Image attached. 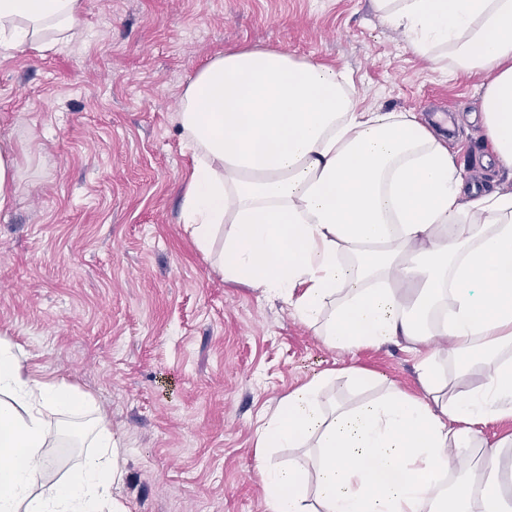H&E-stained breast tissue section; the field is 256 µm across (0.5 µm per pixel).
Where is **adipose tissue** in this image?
<instances>
[{"label": "adipose tissue", "mask_w": 512, "mask_h": 512, "mask_svg": "<svg viewBox=\"0 0 512 512\" xmlns=\"http://www.w3.org/2000/svg\"><path fill=\"white\" fill-rule=\"evenodd\" d=\"M82 0H0V54L80 37ZM415 52L484 75L481 122L512 168V0H374ZM342 72L275 48L221 53L185 88L175 120L193 150L181 217L197 249L224 246L225 281L283 299L352 352L421 348V395L326 406L320 373L256 431L266 512H512V439L482 458L478 427L512 417V193L468 188L447 147L407 112L358 110ZM447 337L457 378L436 351ZM63 381L24 373L0 343V512H127L120 446L97 419L87 456L50 489L45 411L87 407Z\"/></svg>", "instance_id": "obj_1"}]
</instances>
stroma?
I'll list each match as a JSON object with an SVG mask.
<instances>
[{"instance_id": "1", "label": "stroma", "mask_w": 512, "mask_h": 512, "mask_svg": "<svg viewBox=\"0 0 512 512\" xmlns=\"http://www.w3.org/2000/svg\"><path fill=\"white\" fill-rule=\"evenodd\" d=\"M81 20L64 50L0 57L19 185L0 210V339L106 416L129 512H266L264 417L350 367L418 392V357L339 352L281 299L224 281L181 222L182 93L219 52L276 48L343 71L361 108L416 114L469 182L512 193V171L483 163V77L418 56L372 0H82ZM46 421L49 487L89 449L86 417Z\"/></svg>"}]
</instances>
